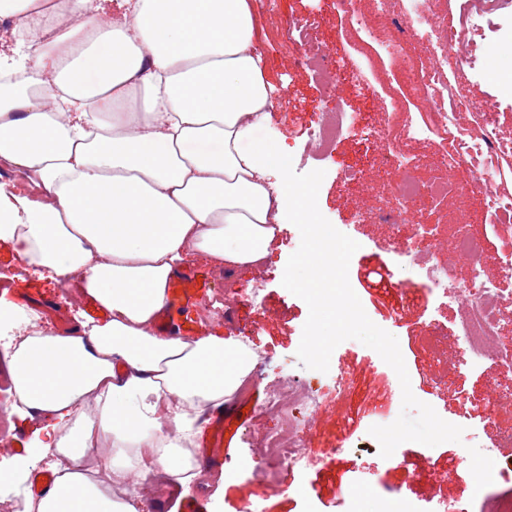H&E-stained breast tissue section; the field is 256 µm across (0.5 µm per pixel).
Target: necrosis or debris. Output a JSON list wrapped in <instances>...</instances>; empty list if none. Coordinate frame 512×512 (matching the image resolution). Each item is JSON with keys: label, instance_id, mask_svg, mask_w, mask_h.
Returning <instances> with one entry per match:
<instances>
[{"label": "necrosis or debris", "instance_id": "4bbe7bcc", "mask_svg": "<svg viewBox=\"0 0 512 512\" xmlns=\"http://www.w3.org/2000/svg\"><path fill=\"white\" fill-rule=\"evenodd\" d=\"M402 3V19L407 26L427 22L423 37L431 46L428 63L417 76L426 92L427 103L418 110L419 123L406 127V136L414 139L426 134L437 140L452 128L457 136L452 153L437 155L439 164L453 171V180L425 185L414 176L415 159L392 147L385 135H378L380 150L392 161L399 175L393 192L399 203L392 212L396 229L394 251L418 259L425 272L427 294L463 303L465 316L460 343L464 364L483 369L486 392L491 395L496 391L501 372L512 370V350L486 343L487 337L495 335L503 322L498 301L503 298L506 286L512 284V253L499 261V282L486 281L482 275L488 258L485 237L471 231L469 226H461L453 246L456 253L468 260L471 276L464 282H451L447 264L437 259L440 243L422 225L413 223L410 216L426 199L464 192L491 222L512 219V194L503 192L498 182V161L512 159V140L493 133L489 117L496 112L497 103L465 99L455 79L456 66L496 65V58L483 52L482 46L490 31L512 40V18L506 14L512 0H462L454 22L437 16L431 0H402ZM336 19L365 34L376 53L387 58L390 69L405 67L402 43L382 38L376 20L361 13L355 0H336ZM316 29V24L308 20H290L285 30V45L296 54L301 65L322 73L326 100L338 99L340 85L348 77L363 86H371V76L363 62L349 65L320 55L316 48ZM452 57L457 60L453 67L448 64ZM318 408L315 392L299 385L290 386L285 393L270 394L265 410L274 416L277 425L265 433L263 446L258 450L265 463L258 472L260 478L277 484L285 481L289 473L313 465L306 428Z\"/></svg>", "mask_w": 512, "mask_h": 512}]
</instances>
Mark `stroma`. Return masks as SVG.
<instances>
[{
    "instance_id": "obj_1",
    "label": "stroma",
    "mask_w": 512,
    "mask_h": 512,
    "mask_svg": "<svg viewBox=\"0 0 512 512\" xmlns=\"http://www.w3.org/2000/svg\"><path fill=\"white\" fill-rule=\"evenodd\" d=\"M254 8L256 46L268 68V78L274 87L288 89L287 96L272 101L268 135L292 156L296 172L325 170L319 209L358 242L357 260L349 265L350 284L368 317L398 338L414 395L433 406L444 420L477 429L481 444L495 446L496 451L483 462L469 458L461 443L453 448H431L406 442L398 448L399 463L381 458L369 429L396 420L402 407L401 386L376 351L353 339L338 345L330 359L331 369L346 372L349 392L341 400H327V374L304 368L296 355L308 307L281 284L287 260L300 245L298 229L288 223L277 239L279 248L272 264L263 272L240 269L227 280L202 259L187 260V267L197 271L202 283L190 317L219 323L225 335L247 343L254 371L225 406L222 422L202 423L191 449L193 463L201 472L197 481L188 489L150 482L136 502L138 512H156L160 501L167 512H240L245 504L255 502L264 512H337L344 501L351 512H374L376 500L401 492L416 512H432L437 500H455L489 467L499 473L503 486H512V444L501 439L503 430L512 428V372L500 376L497 402L489 404L482 370L462 364L458 345L461 307L452 302H429L418 280L409 282L407 302L401 306L370 289L364 276L370 266L383 263L403 276L410 264L409 259L387 248L394 229L385 212L395 203L390 188L396 174L378 148L366 141L368 129L385 125L390 141L419 159L417 175L422 182L449 177L446 168L435 164L428 141L404 134L406 116L417 111L416 84L408 73L396 72L388 86L393 110L384 113L365 90L344 82L340 102L346 111L357 114L361 123L351 133L337 137L325 159H317L306 144L322 117L323 84L283 47V28L289 19L317 13L322 17L317 39L335 60L360 55L362 47L352 30L337 25L335 0H255ZM456 80L469 99L499 101L494 129L498 136L512 139V50L503 49L498 66L485 72L458 69ZM350 168L364 171L368 191L360 195L348 192L339 174ZM414 220L430 225L436 237L447 242L459 225L468 224L478 231L485 222L461 194L417 210ZM256 285L263 290L259 304L249 297L250 288ZM228 287L235 292L229 306L213 309L212 301L222 298ZM1 290L40 318L44 329L62 335L78 327L82 319L97 320L102 315L98 305L77 289L50 281L0 279ZM285 376L325 398L306 433L313 450L341 443L346 451L337 459H324L311 469L294 472L287 483L275 485L253 475L246 460L259 448L264 432L276 425L263 408ZM214 434L220 437L222 455L208 464L202 452Z\"/></svg>"
}]
</instances>
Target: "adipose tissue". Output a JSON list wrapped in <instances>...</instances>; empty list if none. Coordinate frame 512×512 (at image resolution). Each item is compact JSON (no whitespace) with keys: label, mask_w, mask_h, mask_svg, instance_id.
Returning <instances> with one entry per match:
<instances>
[{"label":"adipose tissue","mask_w":512,"mask_h":512,"mask_svg":"<svg viewBox=\"0 0 512 512\" xmlns=\"http://www.w3.org/2000/svg\"><path fill=\"white\" fill-rule=\"evenodd\" d=\"M124 2L104 19L89 0L63 12L0 0L1 14H54L56 31L0 67V162L43 191L0 192V244L106 313L75 334L32 332L5 355L13 410L36 428L31 458L0 485L27 484L48 461L56 478L35 512H138L146 482L198 479L185 444L253 359L213 333L158 335L169 279L190 256L261 270L284 224L312 207L265 143L272 85L252 0ZM116 442L132 461H113Z\"/></svg>","instance_id":"1"}]
</instances>
